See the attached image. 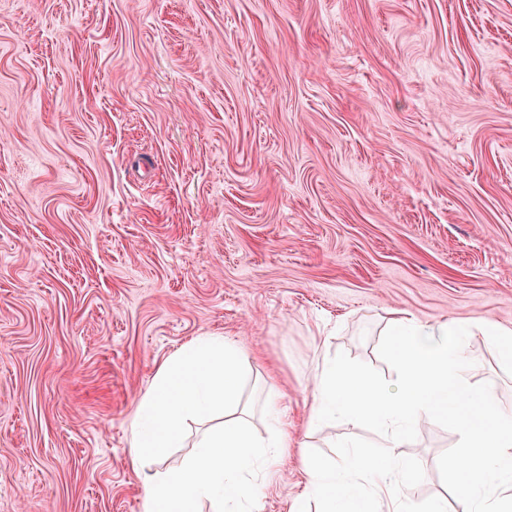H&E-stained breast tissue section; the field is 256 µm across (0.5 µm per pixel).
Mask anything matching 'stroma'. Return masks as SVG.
<instances>
[{
    "label": "stroma",
    "instance_id": "1",
    "mask_svg": "<svg viewBox=\"0 0 512 512\" xmlns=\"http://www.w3.org/2000/svg\"><path fill=\"white\" fill-rule=\"evenodd\" d=\"M512 328V0H0V512H143L129 424L199 336L243 350L288 457L376 433L307 429L317 361L378 355L393 311ZM470 383L512 408L485 336ZM458 441L402 455L445 495Z\"/></svg>",
    "mask_w": 512,
    "mask_h": 512
}]
</instances>
